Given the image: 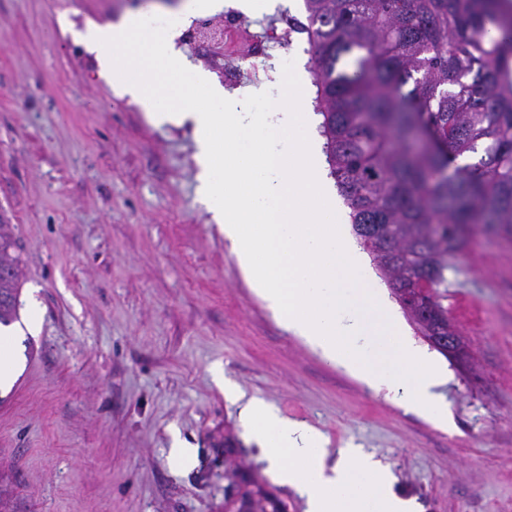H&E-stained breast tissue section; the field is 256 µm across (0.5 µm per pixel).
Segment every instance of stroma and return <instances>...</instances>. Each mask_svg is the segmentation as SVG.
I'll use <instances>...</instances> for the list:
<instances>
[{"instance_id":"1","label":"stroma","mask_w":512,"mask_h":512,"mask_svg":"<svg viewBox=\"0 0 512 512\" xmlns=\"http://www.w3.org/2000/svg\"><path fill=\"white\" fill-rule=\"evenodd\" d=\"M182 0H0V222L24 248L16 378L0 390V466L14 512H224L228 470L267 482L244 430L249 399L306 423L330 460L359 448L422 512H512V240L471 237L448 274V314L469 360L433 359L448 422L405 411L286 332L245 282L196 201L190 125L154 123L116 98L78 34ZM290 12L238 16L239 37L195 51L177 88L200 103L196 71L218 81L236 58L252 112L276 111L309 63ZM270 40V56L250 55ZM222 367L225 387L212 376ZM240 445L224 450V433ZM195 461L172 465V433Z\"/></svg>"}]
</instances>
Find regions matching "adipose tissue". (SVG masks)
<instances>
[{
    "label": "adipose tissue",
    "instance_id": "adipose-tissue-1",
    "mask_svg": "<svg viewBox=\"0 0 512 512\" xmlns=\"http://www.w3.org/2000/svg\"><path fill=\"white\" fill-rule=\"evenodd\" d=\"M143 17L91 25L80 39L120 96L156 123H191L197 196L230 245L253 293L290 334L325 361L394 403L443 423L442 374L409 341L372 283L347 232L345 212L327 185L318 138L308 131L304 71H297L283 110L210 109L223 98L205 72L195 84L207 104L186 107L172 95L183 62L161 32L144 35ZM242 417L280 485L297 491L305 512H417L393 488L391 472L357 448L329 462L326 438L304 423L250 400Z\"/></svg>",
    "mask_w": 512,
    "mask_h": 512
}]
</instances>
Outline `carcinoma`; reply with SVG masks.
Wrapping results in <instances>:
<instances>
[{
	"label": "carcinoma",
	"mask_w": 512,
	"mask_h": 512,
	"mask_svg": "<svg viewBox=\"0 0 512 512\" xmlns=\"http://www.w3.org/2000/svg\"><path fill=\"white\" fill-rule=\"evenodd\" d=\"M324 153L360 244L422 336L448 337V270L470 233L512 235V4L303 0ZM475 163L454 172L461 155ZM20 238L0 224V326L19 320ZM236 512H287L245 471ZM0 474V512H11Z\"/></svg>",
	"instance_id": "obj_1"
}]
</instances>
